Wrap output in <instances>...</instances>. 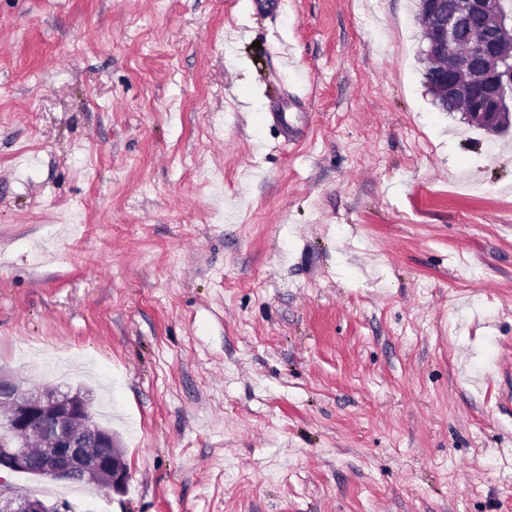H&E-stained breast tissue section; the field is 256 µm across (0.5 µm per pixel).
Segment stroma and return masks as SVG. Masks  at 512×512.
<instances>
[{
    "instance_id": "obj_1",
    "label": "stroma",
    "mask_w": 512,
    "mask_h": 512,
    "mask_svg": "<svg viewBox=\"0 0 512 512\" xmlns=\"http://www.w3.org/2000/svg\"><path fill=\"white\" fill-rule=\"evenodd\" d=\"M424 47L414 0H0V368L132 474L74 512H512V135Z\"/></svg>"
}]
</instances>
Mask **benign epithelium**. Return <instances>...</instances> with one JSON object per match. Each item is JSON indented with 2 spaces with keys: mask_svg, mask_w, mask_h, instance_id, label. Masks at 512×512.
Here are the masks:
<instances>
[{
  "mask_svg": "<svg viewBox=\"0 0 512 512\" xmlns=\"http://www.w3.org/2000/svg\"><path fill=\"white\" fill-rule=\"evenodd\" d=\"M426 54L438 67L431 87L445 105L498 133L512 126V24L500 0H419ZM13 474L95 483L124 493L130 469L112 429L100 425L77 389L31 388L0 369V512H61L18 493Z\"/></svg>",
  "mask_w": 512,
  "mask_h": 512,
  "instance_id": "benign-epithelium-1",
  "label": "benign epithelium"
}]
</instances>
